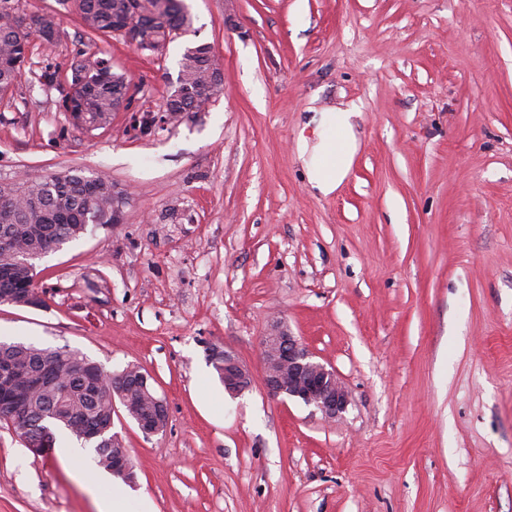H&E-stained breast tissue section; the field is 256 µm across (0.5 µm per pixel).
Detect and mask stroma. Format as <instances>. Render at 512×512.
I'll list each match as a JSON object with an SVG mask.
<instances>
[{"label":"stroma","mask_w":512,"mask_h":512,"mask_svg":"<svg viewBox=\"0 0 512 512\" xmlns=\"http://www.w3.org/2000/svg\"><path fill=\"white\" fill-rule=\"evenodd\" d=\"M159 53L86 35L73 7L0 93V181L81 168L128 194L119 223L47 254L44 305L0 304V340L146 370L167 407L113 430L137 483L127 512H512V0H186ZM210 44L224 93L169 118L186 46ZM137 86L109 125L59 106L77 55ZM353 107L340 189L307 183L315 113ZM335 370L342 419L270 398V318ZM220 345L251 372L229 396ZM33 456L0 423V512H98L92 449Z\"/></svg>","instance_id":"35a3bbf8"}]
</instances>
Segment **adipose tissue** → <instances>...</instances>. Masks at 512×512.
I'll return each mask as SVG.
<instances>
[{"label":"adipose tissue","mask_w":512,"mask_h":512,"mask_svg":"<svg viewBox=\"0 0 512 512\" xmlns=\"http://www.w3.org/2000/svg\"><path fill=\"white\" fill-rule=\"evenodd\" d=\"M354 109L338 108L321 113L315 144L301 142L299 154L307 180L323 195L336 192L347 177L359 149L353 124Z\"/></svg>","instance_id":"ef3b65f1"}]
</instances>
